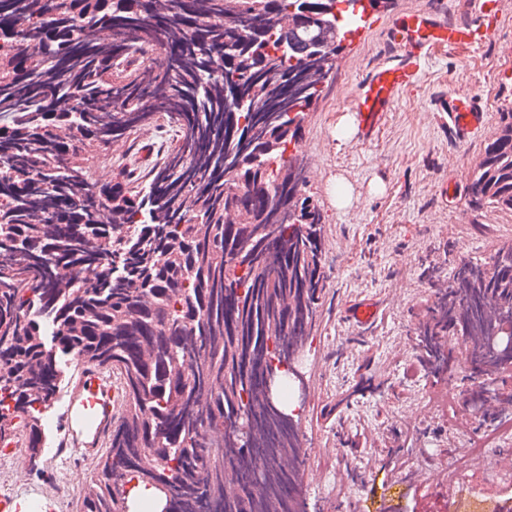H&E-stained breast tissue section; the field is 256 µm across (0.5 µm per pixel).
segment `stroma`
<instances>
[{
    "label": "stroma",
    "instance_id": "stroma-1",
    "mask_svg": "<svg viewBox=\"0 0 512 512\" xmlns=\"http://www.w3.org/2000/svg\"><path fill=\"white\" fill-rule=\"evenodd\" d=\"M473 2L393 0L373 12L344 41L307 112L297 149L325 215L327 279L313 334L297 356L302 384L283 391L301 423L304 512H355L370 467L402 478L391 490L400 512H454L464 498L486 512H512V479L496 466L499 455H512V433L501 435L485 461L469 452L478 436L512 424V373L474 375L461 344L450 349L449 363L432 368L419 334L436 301L434 277H448L464 260L487 261L501 242H512L511 214L468 207L472 170L499 112L512 108V0H500L497 25L482 46L437 45L371 139L337 127L369 72L397 53L391 33L399 19L431 10L449 23H469ZM459 94L484 114L477 133L463 135L448 122ZM172 139L162 126L133 133L112 160L140 166L141 147L156 152ZM341 186L353 196L346 208L336 205ZM364 300L377 315L360 325L349 311ZM483 388L488 402H505V409L471 413V429L458 431L457 411H468ZM6 469L21 489L57 484L59 512H80L92 474L90 462L61 472L50 458L36 470L21 452Z\"/></svg>",
    "mask_w": 512,
    "mask_h": 512
}]
</instances>
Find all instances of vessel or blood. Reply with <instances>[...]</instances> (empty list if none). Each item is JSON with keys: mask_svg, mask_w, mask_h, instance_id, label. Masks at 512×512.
<instances>
[{"mask_svg": "<svg viewBox=\"0 0 512 512\" xmlns=\"http://www.w3.org/2000/svg\"><path fill=\"white\" fill-rule=\"evenodd\" d=\"M478 22L468 25H446L435 15L421 11L407 16L398 24L393 40L399 47L395 61L377 67L359 87L353 112L357 116L362 137H371L393 105L399 90L415 80L426 64L434 46L448 44L479 45L489 37L499 11L498 0H477ZM454 123L463 129L482 124L481 113L475 112L467 98H456L451 109ZM120 393L110 372L82 366L66 390L59 420L56 456L73 459L94 457L102 448L112 428V417ZM38 512H57V498L45 490L31 488L23 493H1L0 512H27L29 504Z\"/></svg>", "mask_w": 512, "mask_h": 512, "instance_id": "obj_1", "label": "vessel or blood"}]
</instances>
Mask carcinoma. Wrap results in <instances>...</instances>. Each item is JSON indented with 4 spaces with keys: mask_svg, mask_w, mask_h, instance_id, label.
Instances as JSON below:
<instances>
[{
    "mask_svg": "<svg viewBox=\"0 0 512 512\" xmlns=\"http://www.w3.org/2000/svg\"><path fill=\"white\" fill-rule=\"evenodd\" d=\"M355 2L0 0V437L39 468L66 358L118 377L83 512H129L133 482L168 487L170 512H299L302 434L266 375L307 344L325 287V216L288 153L324 85L288 76L338 56ZM160 122L176 142L146 182L95 176ZM468 205L512 213V108ZM437 288L428 357L448 334L475 370L511 367L487 341L512 329V243Z\"/></svg>",
    "mask_w": 512,
    "mask_h": 512,
    "instance_id": "carcinoma-1",
    "label": "carcinoma"
}]
</instances>
